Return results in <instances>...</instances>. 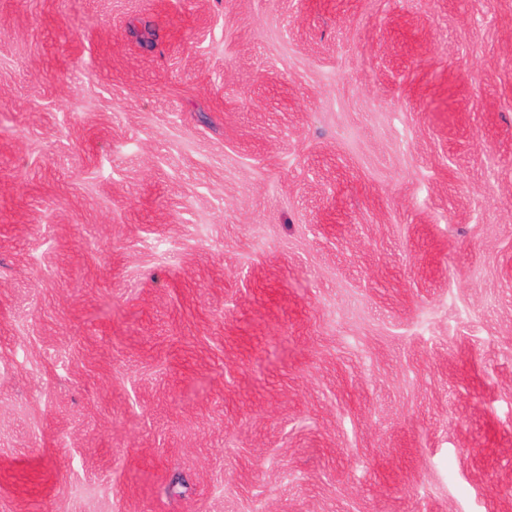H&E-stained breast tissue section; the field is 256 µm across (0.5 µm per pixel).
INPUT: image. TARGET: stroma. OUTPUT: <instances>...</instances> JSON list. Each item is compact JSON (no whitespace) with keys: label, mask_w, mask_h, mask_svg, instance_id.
I'll return each instance as SVG.
<instances>
[{"label":"stroma","mask_w":512,"mask_h":512,"mask_svg":"<svg viewBox=\"0 0 512 512\" xmlns=\"http://www.w3.org/2000/svg\"><path fill=\"white\" fill-rule=\"evenodd\" d=\"M0 512H512V0H0Z\"/></svg>","instance_id":"stroma-1"}]
</instances>
